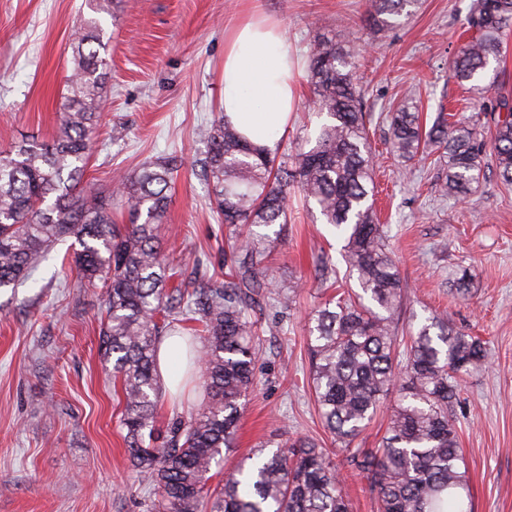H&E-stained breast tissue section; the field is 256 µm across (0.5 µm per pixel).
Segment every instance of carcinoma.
I'll return each mask as SVG.
<instances>
[{
	"instance_id": "carcinoma-1",
	"label": "carcinoma",
	"mask_w": 512,
	"mask_h": 512,
	"mask_svg": "<svg viewBox=\"0 0 512 512\" xmlns=\"http://www.w3.org/2000/svg\"><path fill=\"white\" fill-rule=\"evenodd\" d=\"M418 0H370L366 25L382 31L409 18ZM512 25V0H472L467 28L475 37L448 62V78L476 86L477 112L493 122L491 138L478 123L448 124L438 113L420 123L406 99L380 119L389 124L390 147L404 159L434 146L448 167L441 192L466 197L491 157L496 176L512 184V98L488 96L502 72L491 68L502 55ZM68 94L50 141L32 139L0 152V288L29 278L38 260L57 243L79 244L73 263L81 284L103 279L105 307L100 353L112 362L123 408L119 419L130 466L154 495V512H349L347 494L327 449L311 439L288 453L254 450L224 484L208 486L222 450L235 446L243 401L254 384L265 328L256 318L260 298L289 308L292 290L274 265L270 236L252 227L288 224V194L298 191L319 208L325 223L345 239L343 260L360 292L332 297L315 310L310 328L315 401L345 462L366 476L379 512H470V486L462 471L455 408L458 374L487 357L483 342L432 317L396 347L404 289L397 262L377 223L372 148L365 91L349 35L315 42L307 79L317 96L319 125L279 153L248 142L224 122V113L199 130L209 144L196 166L207 180L216 214L232 249L224 282L169 288L175 271L162 250L167 189L176 157L119 173L108 190L84 183L100 116L107 75L98 23L75 38ZM126 222L113 218L114 205ZM201 327L202 345L185 338L202 370L206 402L182 413L166 432L156 426L166 397L157 375L159 339L181 334L179 323ZM398 393L386 435L375 448L351 444L376 413L381 399Z\"/></svg>"
}]
</instances>
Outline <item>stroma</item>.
I'll list each match as a JSON object with an SVG mask.
<instances>
[{
    "label": "stroma",
    "mask_w": 512,
    "mask_h": 512,
    "mask_svg": "<svg viewBox=\"0 0 512 512\" xmlns=\"http://www.w3.org/2000/svg\"><path fill=\"white\" fill-rule=\"evenodd\" d=\"M471 3L420 0L409 19L376 32L365 24L369 0H120L100 13L89 0H0V151L33 135L51 138L72 43L87 21L98 20L110 73L86 177L107 186L113 171L179 158L164 252L191 289L197 256L224 273L225 229L192 162L207 150L199 128L218 117L227 29L249 15L276 18L302 60L318 39L354 30L366 110L393 111L410 93L429 125L441 103L459 118L475 114L471 93L448 79ZM298 81L296 110L280 137L286 149L316 123L314 94L306 76ZM369 135L378 217L406 287L398 335L407 338L438 315L485 341L486 360L460 381L458 446L473 512H512V185L486 169L467 198L440 196L445 165L424 154L398 159L387 124L372 123ZM288 213L273 257L298 293L284 312L263 310L255 385L235 448L212 470L216 485L261 443L333 445L311 387L308 317L358 284L315 204L295 192ZM73 252L67 243L55 247L35 273L41 287L0 288V512H152L153 497L132 471L118 428L120 387L99 351L100 291L70 272ZM323 256L336 266L335 287L317 279ZM462 269L471 275L465 297L450 291ZM173 369L185 386L159 409L163 428L204 397L201 379H188L181 364Z\"/></svg>",
    "instance_id": "obj_1"
}]
</instances>
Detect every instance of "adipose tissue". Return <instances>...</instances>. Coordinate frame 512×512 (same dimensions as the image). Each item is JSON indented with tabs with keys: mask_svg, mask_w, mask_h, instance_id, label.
<instances>
[{
	"mask_svg": "<svg viewBox=\"0 0 512 512\" xmlns=\"http://www.w3.org/2000/svg\"><path fill=\"white\" fill-rule=\"evenodd\" d=\"M224 120L252 143L271 148L299 98L296 56L279 21L245 17L224 44Z\"/></svg>",
	"mask_w": 512,
	"mask_h": 512,
	"instance_id": "ef3b65f1",
	"label": "adipose tissue"
}]
</instances>
